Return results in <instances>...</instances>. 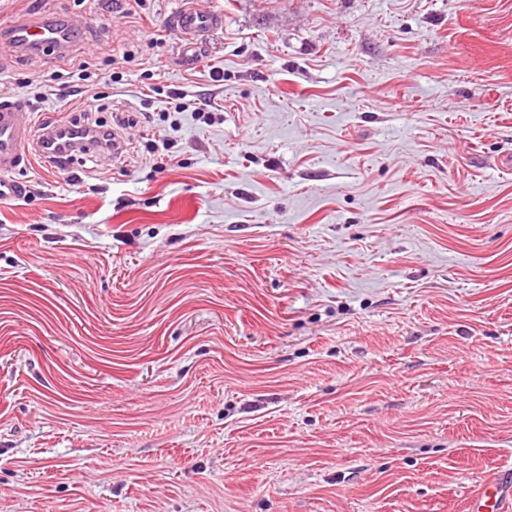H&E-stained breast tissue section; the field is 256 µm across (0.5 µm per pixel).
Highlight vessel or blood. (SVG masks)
I'll return each instance as SVG.
<instances>
[{
  "label": "vessel or blood",
  "instance_id": "obj_1",
  "mask_svg": "<svg viewBox=\"0 0 512 512\" xmlns=\"http://www.w3.org/2000/svg\"><path fill=\"white\" fill-rule=\"evenodd\" d=\"M85 21L70 18L66 24L45 15H30L0 26V38L13 47L36 54H67L74 36L83 30ZM176 26L183 36L180 55L193 60L202 46L210 43L224 26V17L206 0H187L176 15ZM60 128L38 127L29 109L0 105V203L13 201L23 194L24 185L15 172L28 164L30 153L44 142L59 137ZM470 512H512V501L504 491V481L493 478L472 493Z\"/></svg>",
  "mask_w": 512,
  "mask_h": 512
}]
</instances>
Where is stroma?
<instances>
[{
  "label": "stroma",
  "instance_id": "35a3bbf8",
  "mask_svg": "<svg viewBox=\"0 0 512 512\" xmlns=\"http://www.w3.org/2000/svg\"><path fill=\"white\" fill-rule=\"evenodd\" d=\"M211 2L185 67L181 0H0L87 21L0 102L133 121L0 204V512H466L512 467V0ZM176 15V27L183 36L180 56L193 61L202 46L210 43L224 27V16L208 6L205 0H189Z\"/></svg>",
  "mask_w": 512,
  "mask_h": 512
}]
</instances>
